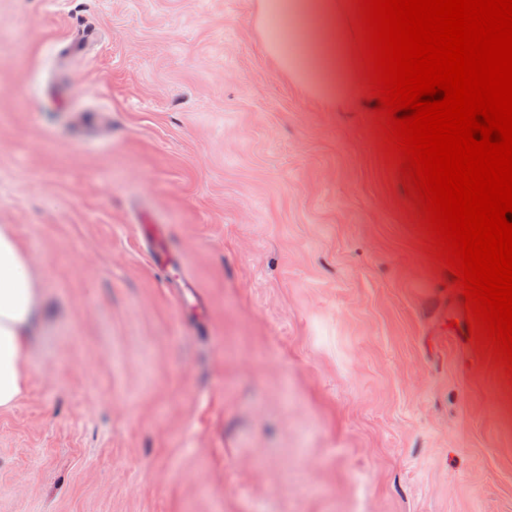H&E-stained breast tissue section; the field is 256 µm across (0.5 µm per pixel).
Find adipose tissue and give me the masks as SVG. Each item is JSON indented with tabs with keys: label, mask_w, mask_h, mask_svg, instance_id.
<instances>
[{
	"label": "adipose tissue",
	"mask_w": 512,
	"mask_h": 512,
	"mask_svg": "<svg viewBox=\"0 0 512 512\" xmlns=\"http://www.w3.org/2000/svg\"><path fill=\"white\" fill-rule=\"evenodd\" d=\"M351 0H256L255 24L267 54L327 108L362 90ZM39 309L35 280L11 229L0 225V408L13 406L31 371L26 351Z\"/></svg>",
	"instance_id": "adipose-tissue-1"
}]
</instances>
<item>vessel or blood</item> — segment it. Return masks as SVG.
Here are the masks:
<instances>
[{
	"instance_id": "b4317fda",
	"label": "vessel or blood",
	"mask_w": 512,
	"mask_h": 512,
	"mask_svg": "<svg viewBox=\"0 0 512 512\" xmlns=\"http://www.w3.org/2000/svg\"><path fill=\"white\" fill-rule=\"evenodd\" d=\"M141 238L146 243L150 261L155 273L159 276L167 288L173 293V298L181 308L193 310L195 315H202L206 310V299L199 292L190 270L183 269L180 279L170 277L172 268L181 267L182 260L168 246V227L156 223L150 214H142L138 224ZM429 309L431 314L439 321H454V335L465 336L466 324L464 322V309L461 300L443 302L438 299H430Z\"/></svg>"
}]
</instances>
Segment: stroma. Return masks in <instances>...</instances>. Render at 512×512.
<instances>
[{
	"mask_svg": "<svg viewBox=\"0 0 512 512\" xmlns=\"http://www.w3.org/2000/svg\"><path fill=\"white\" fill-rule=\"evenodd\" d=\"M254 9L0 0V225L41 291L0 512H512V379L426 310L451 277L365 96L323 108ZM76 112L107 115L82 146ZM138 230L148 247L155 273L167 288H170L176 304L180 305L182 309H192L194 315L199 319L206 311V299L201 292L195 290L197 287L190 270L184 265L181 258L170 250L167 225L157 224L149 213H143ZM174 267H179L181 270L180 281L170 278V271ZM189 297L192 298V301Z\"/></svg>",
	"mask_w": 512,
	"mask_h": 512,
	"instance_id": "35a3bbf8",
	"label": "stroma"
}]
</instances>
